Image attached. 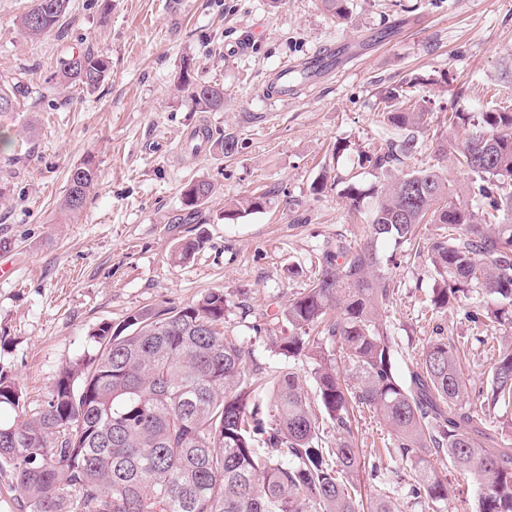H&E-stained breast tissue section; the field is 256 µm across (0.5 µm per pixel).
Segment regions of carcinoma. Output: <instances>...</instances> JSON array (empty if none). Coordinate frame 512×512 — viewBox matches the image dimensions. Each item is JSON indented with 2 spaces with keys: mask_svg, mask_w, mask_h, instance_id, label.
Wrapping results in <instances>:
<instances>
[{
  "mask_svg": "<svg viewBox=\"0 0 512 512\" xmlns=\"http://www.w3.org/2000/svg\"><path fill=\"white\" fill-rule=\"evenodd\" d=\"M69 0H33L19 20L22 34L50 33ZM107 57L88 50L60 61L59 84L93 91L107 77ZM180 85L199 112L224 109V88L201 82L183 61ZM28 88L0 85V114L19 109ZM411 83L384 91L383 118L406 135L359 155V165L388 171L417 154L429 112ZM469 175L477 207L460 203L448 176L434 165L386 185L372 203L355 185L348 211L366 215L370 241H338L317 257L319 276L273 314L278 334L268 345L284 360L313 363L315 399L292 371L248 368L249 349L224 331L232 303L212 291L181 307L143 308L117 327L91 333L95 351L55 379L46 398L27 408L9 375L0 372V471L27 512H400L381 487L369 499L352 493L361 457L351 440L355 413L376 414L395 456L408 468L407 494L442 512L448 461L479 489L471 512H512V447L505 448L476 410L457 406L466 387L461 351L432 336L416 369L403 379L381 311L391 294L374 242L417 238L438 225L427 257L441 285L430 304L442 312L468 300L474 327L512 325V109L480 112L463 145L441 139ZM92 160L69 173L61 208L81 210L97 185ZM201 178L183 193L184 221L213 195ZM268 193L232 199L224 220L263 209ZM344 365L338 366L336 353ZM512 405V344L499 348L481 408ZM336 429L325 448L320 421Z\"/></svg>",
  "mask_w": 512,
  "mask_h": 512,
  "instance_id": "1",
  "label": "carcinoma"
}]
</instances>
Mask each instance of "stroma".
Returning <instances> with one entry per match:
<instances>
[{
	"instance_id": "1",
	"label": "stroma",
	"mask_w": 512,
	"mask_h": 512,
	"mask_svg": "<svg viewBox=\"0 0 512 512\" xmlns=\"http://www.w3.org/2000/svg\"><path fill=\"white\" fill-rule=\"evenodd\" d=\"M101 3L70 0L55 30L31 40L18 22L32 0H0V83L28 87L19 111L0 116L9 140L0 148V263L12 269L0 279V370L33 406L92 351L98 324L216 290L234 304L227 334L254 363L281 370L253 326L311 284L326 244L365 242L368 228L349 214L344 192L352 183L381 189L396 177L357 164L371 143L403 136L379 121L384 90L412 81L426 95V157L436 136L466 138L464 129L449 130L450 111L512 105V0H348L345 21L322 0H112L107 15ZM328 46L333 62L314 86L288 98L264 94L277 67ZM88 49L107 57L108 78L91 93L54 84L60 59ZM185 58L196 78L223 86L222 111L192 109L179 84ZM195 127L212 135L200 148L188 139ZM227 134L239 148L230 158L216 144ZM337 144L344 152L333 153ZM89 156L98 186L80 213L65 212L68 172ZM200 177L214 194L194 223H176L185 186ZM321 180L326 189L313 193ZM255 189L268 191L266 207L225 220L226 200ZM186 239L198 248L179 265L171 255ZM377 250L393 288L383 320L399 373L442 326L465 350L458 403L475 405L495 346L512 330H494L490 347L458 307L432 316V266L406 244L382 240ZM352 429L366 462L355 485L366 497L370 465L390 479L403 464L379 455L387 433L372 413Z\"/></svg>"
}]
</instances>
